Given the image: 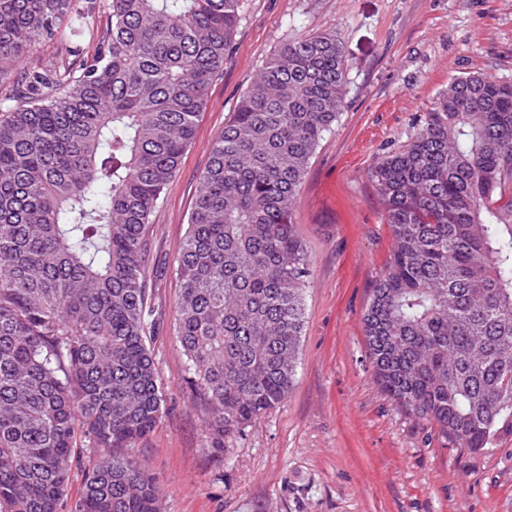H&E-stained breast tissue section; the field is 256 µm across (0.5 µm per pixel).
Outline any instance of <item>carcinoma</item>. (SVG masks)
Segmentation results:
<instances>
[{
  "instance_id": "cac0c4a2",
  "label": "carcinoma",
  "mask_w": 512,
  "mask_h": 512,
  "mask_svg": "<svg viewBox=\"0 0 512 512\" xmlns=\"http://www.w3.org/2000/svg\"><path fill=\"white\" fill-rule=\"evenodd\" d=\"M0 0V512H160L122 452L161 421L152 217L224 69L241 0ZM60 50L38 69L26 56ZM334 34L283 44L212 143L177 259L175 336L215 442L292 388L311 261L293 217L344 106ZM371 177L393 232L363 317L374 376L459 448L512 435V83L448 80ZM86 455V453L81 455L79 462L73 464L68 489L61 500V507L58 512H76V504L82 493L83 473L89 464Z\"/></svg>"
}]
</instances>
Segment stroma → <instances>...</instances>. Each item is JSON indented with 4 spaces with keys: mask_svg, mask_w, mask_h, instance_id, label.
I'll list each match as a JSON object with an SVG mask.
<instances>
[{
    "mask_svg": "<svg viewBox=\"0 0 512 512\" xmlns=\"http://www.w3.org/2000/svg\"><path fill=\"white\" fill-rule=\"evenodd\" d=\"M333 32L344 107L294 201L311 276L286 398L215 444L174 336L176 259L210 147L265 62L288 40ZM512 82V0H242L223 72L152 218V344L167 411L131 454L162 489V512H512V436L455 447L374 381L363 330L392 234L373 166L406 143L450 77Z\"/></svg>",
    "mask_w": 512,
    "mask_h": 512,
    "instance_id": "stroma-1",
    "label": "stroma"
}]
</instances>
